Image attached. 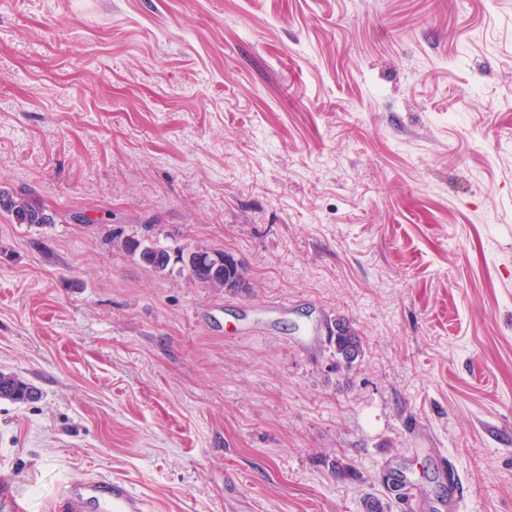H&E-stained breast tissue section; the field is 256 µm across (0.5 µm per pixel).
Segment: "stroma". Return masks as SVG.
Returning <instances> with one entry per match:
<instances>
[{
    "instance_id": "35a3bbf8",
    "label": "stroma",
    "mask_w": 512,
    "mask_h": 512,
    "mask_svg": "<svg viewBox=\"0 0 512 512\" xmlns=\"http://www.w3.org/2000/svg\"><path fill=\"white\" fill-rule=\"evenodd\" d=\"M22 185L54 221L0 207V371L41 392L0 400L13 512L98 473L155 512H226L228 479L252 512H407L392 476L512 512V0H0ZM147 240L144 239H126L125 246L131 253H141L142 255H150L152 259H147V262L159 271H165L171 266L173 260L170 251L157 246L155 244L148 245ZM336 336H330V345L336 352V357L343 354L355 353L357 360L362 354L363 345L361 337L351 328L350 324L344 320L336 321Z\"/></svg>"
}]
</instances>
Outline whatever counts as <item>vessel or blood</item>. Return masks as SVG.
I'll use <instances>...</instances> for the list:
<instances>
[{
	"label": "vessel or blood",
	"mask_w": 512,
	"mask_h": 512,
	"mask_svg": "<svg viewBox=\"0 0 512 512\" xmlns=\"http://www.w3.org/2000/svg\"><path fill=\"white\" fill-rule=\"evenodd\" d=\"M70 512H150L149 503L120 478L97 475L72 486Z\"/></svg>",
	"instance_id": "1"
}]
</instances>
